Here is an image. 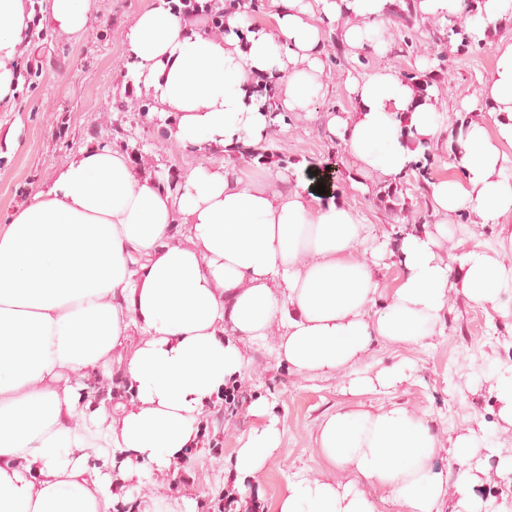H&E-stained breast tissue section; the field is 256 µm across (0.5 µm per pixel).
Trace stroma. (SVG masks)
I'll list each match as a JSON object with an SVG mask.
<instances>
[{
	"label": "stroma",
	"instance_id": "35a3bbf8",
	"mask_svg": "<svg viewBox=\"0 0 512 512\" xmlns=\"http://www.w3.org/2000/svg\"><path fill=\"white\" fill-rule=\"evenodd\" d=\"M152 2L93 0L88 26L77 34L47 24L31 26L19 57L23 83L10 102L0 105V134H14L12 149L0 153V224L9 223L14 210L90 141L128 149L136 167L171 184L200 164L197 154L167 140L158 121L148 117L149 101L139 97L126 78L125 31ZM418 2L398 0L389 10L382 26L387 49L381 54L349 48L340 25L325 29L327 95L315 102L312 117L289 115L287 131H271L259 149L241 151L234 158L236 166L261 179L304 157L317 165L313 183L342 196L365 223L389 236L439 223L422 186L431 177L449 173L454 156L446 142L456 140L469 122L488 119L483 89L494 69L497 44L512 37V20L504 21L485 42L465 44L452 34L463 18L424 15ZM382 69L407 80L432 76L443 143L406 175L374 181L365 196L352 190V161L328 132L327 120L353 110L347 89L351 78ZM447 221L444 249L459 252L477 244L495 248L501 242L499 226L473 224L461 213L449 215ZM279 341L274 333L247 345L249 364L238 382L253 400L266 401L278 417L280 454L255 478L240 484L230 479L224 463L254 419L244 409L225 410L219 401L202 420L198 442L190 451L191 471L127 486L128 496L149 512H166L182 497L196 501L200 512H217L216 502L226 496L237 500L241 512H274L287 480L328 473L344 479V472L332 469L322 457L317 430L325 415L358 403L397 404L427 416L443 440L470 428L482 430L503 454H512V426L500 422L488 383L489 376L512 366L511 299L495 310L451 293L441 331L424 344L377 339L361 361L333 374L289 369L277 358ZM400 362L413 367L408 382L391 390L348 392L351 379Z\"/></svg>",
	"mask_w": 512,
	"mask_h": 512
}]
</instances>
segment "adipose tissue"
<instances>
[{
	"label": "adipose tissue",
	"mask_w": 512,
	"mask_h": 512,
	"mask_svg": "<svg viewBox=\"0 0 512 512\" xmlns=\"http://www.w3.org/2000/svg\"><path fill=\"white\" fill-rule=\"evenodd\" d=\"M267 25L249 0L224 9V30L156 0L125 34L128 74L167 140L202 157L263 142L289 113H309L327 91L323 28L341 17L354 49L383 52L379 27L393 0H271ZM430 16H464L465 35L485 41L512 17V0H420ZM92 0H48L46 19L83 31ZM27 0H0V102L21 82L15 63L28 31ZM277 88L268 109L258 89ZM354 111L327 126L362 178L393 180L437 143L439 114L417 83L380 70L350 84ZM490 122L470 123L453 142L451 173L425 192L435 214L467 212L500 224L512 213V42L500 43L484 89ZM308 161L273 179L247 178L233 163L197 166L177 190L135 167L123 150L79 149L0 225V512H116L114 489L187 462L201 419L228 380L241 376L245 346L273 327L280 361L332 374L358 362L374 338L418 343L441 329L449 294L499 307L512 296V262L474 247L443 255L444 224L379 240L373 225L333 194L312 192ZM297 175L293 189L278 183ZM370 248L359 257V246ZM398 258L394 288L380 272ZM382 309L375 319L366 310ZM143 341L122 371L129 409L113 415L87 379L107 368L131 330ZM229 458L236 481L255 477L280 451L279 420L264 402ZM316 442L347 472L288 480L276 512H376L369 489L401 512H499L477 494L486 459L512 473L487 434L467 430L449 449L462 468L435 470L442 448L428 419L399 405L341 407L320 422Z\"/></svg>",
	"instance_id": "adipose-tissue-1"
}]
</instances>
